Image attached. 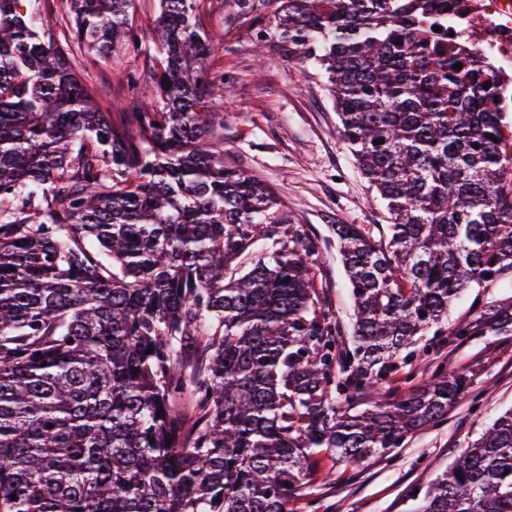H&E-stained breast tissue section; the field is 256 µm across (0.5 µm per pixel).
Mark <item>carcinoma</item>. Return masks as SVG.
Masks as SVG:
<instances>
[{"label":"carcinoma","instance_id":"obj_1","mask_svg":"<svg viewBox=\"0 0 512 512\" xmlns=\"http://www.w3.org/2000/svg\"><path fill=\"white\" fill-rule=\"evenodd\" d=\"M62 3L78 49L139 43L132 0ZM159 8L157 101L119 71L129 103L115 124L47 36L39 0H0V512H290L310 449L387 453L471 393L467 374L438 365L390 402L342 409L463 291L512 272L495 80L453 69V48L431 40L433 0H279L274 12L385 202L380 237L335 228L353 302L345 351L326 341L317 244L271 188L224 163L195 0ZM280 224L288 242L226 278ZM486 329L511 336L512 314L452 335ZM411 500L409 512H512V410Z\"/></svg>","mask_w":512,"mask_h":512}]
</instances>
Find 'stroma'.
<instances>
[{
    "label": "stroma",
    "instance_id": "35a3bbf8",
    "mask_svg": "<svg viewBox=\"0 0 512 512\" xmlns=\"http://www.w3.org/2000/svg\"><path fill=\"white\" fill-rule=\"evenodd\" d=\"M197 7L212 43V67L224 75L209 96L214 111L224 115V157L274 189L296 225L319 241L322 263L314 272L315 289L341 327L337 344L351 348L352 298L333 226H378L385 221V204L342 140L322 82L303 72L273 31L274 0H265L253 15L241 12L236 0H198ZM74 68L95 86L102 111H123L127 90L110 60L79 52ZM511 306L509 273L491 286L464 292L448 320L489 316ZM415 350L422 361L410 371L416 382L428 377L423 364L442 361L449 372L472 378L479 404L463 398L439 425L421 427L399 448L362 462H343L334 452L312 449L313 474L292 512H408L411 494L425 490L484 425L512 407V336L428 335ZM410 372L399 369L376 392L353 401V408L362 411L396 398Z\"/></svg>",
    "mask_w": 512,
    "mask_h": 512
}]
</instances>
